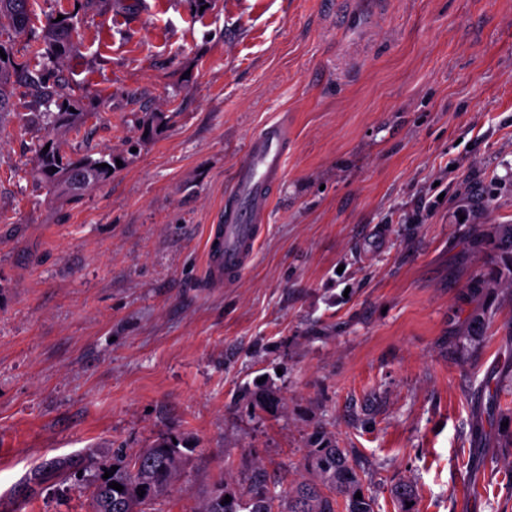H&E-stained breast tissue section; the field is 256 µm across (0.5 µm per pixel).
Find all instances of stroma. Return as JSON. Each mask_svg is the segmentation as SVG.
<instances>
[{
	"instance_id": "stroma-1",
	"label": "stroma",
	"mask_w": 512,
	"mask_h": 512,
	"mask_svg": "<svg viewBox=\"0 0 512 512\" xmlns=\"http://www.w3.org/2000/svg\"><path fill=\"white\" fill-rule=\"evenodd\" d=\"M125 2L30 0L9 45L85 118H0V512H91L46 463L161 435L186 465L146 512L220 480L282 504L322 438L375 512L403 482L416 512H512V289L472 286L512 224V0ZM61 10L71 51L32 59ZM283 118L255 256L206 287V227ZM43 144L124 164L51 200Z\"/></svg>"
}]
</instances>
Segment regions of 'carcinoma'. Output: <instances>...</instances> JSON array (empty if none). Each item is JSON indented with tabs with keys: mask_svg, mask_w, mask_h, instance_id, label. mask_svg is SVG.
Masks as SVG:
<instances>
[{
	"mask_svg": "<svg viewBox=\"0 0 512 512\" xmlns=\"http://www.w3.org/2000/svg\"><path fill=\"white\" fill-rule=\"evenodd\" d=\"M31 22L29 0H0V37L23 33ZM73 25L62 19L50 21L45 28V40L55 55H62L70 48ZM0 117L17 109L14 100L17 87L26 86L25 95L31 98L34 112L31 116L48 122L53 113L41 111L59 98L58 86L42 78L28 76L27 63L17 62L0 42ZM107 167L102 168L100 164ZM57 171H51V168ZM116 169L112 155L94 158L90 155L71 159L54 148L39 152L33 177L51 196H74L91 189L111 176ZM497 249L500 252L502 273L512 279V224L500 227ZM117 470L109 478H103L111 467ZM315 479L299 481L288 491V501L282 512H374V500L364 488L357 470L349 463L344 449L324 446L313 451L306 463ZM184 468V457L173 439L160 437L133 457L121 453L86 478L90 488L92 512H144V506L170 490ZM123 486L122 491L110 487L112 483ZM145 494L138 495L139 491ZM362 498H356V493ZM231 501L223 503L225 496ZM400 512H414L407 507L413 502L411 486L400 484L394 489ZM201 512H273L271 499L262 495L244 498L220 481L213 485L204 500Z\"/></svg>",
	"mask_w": 512,
	"mask_h": 512,
	"instance_id": "1",
	"label": "carcinoma"
}]
</instances>
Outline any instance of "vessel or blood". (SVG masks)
Listing matches in <instances>:
<instances>
[{
  "instance_id": "1",
  "label": "vessel or blood",
  "mask_w": 512,
  "mask_h": 512,
  "mask_svg": "<svg viewBox=\"0 0 512 512\" xmlns=\"http://www.w3.org/2000/svg\"><path fill=\"white\" fill-rule=\"evenodd\" d=\"M287 146L288 129L279 122L267 123L251 139L224 202L223 222L207 227L204 277L208 283H230L248 268L260 224L272 204V189L283 174Z\"/></svg>"
}]
</instances>
